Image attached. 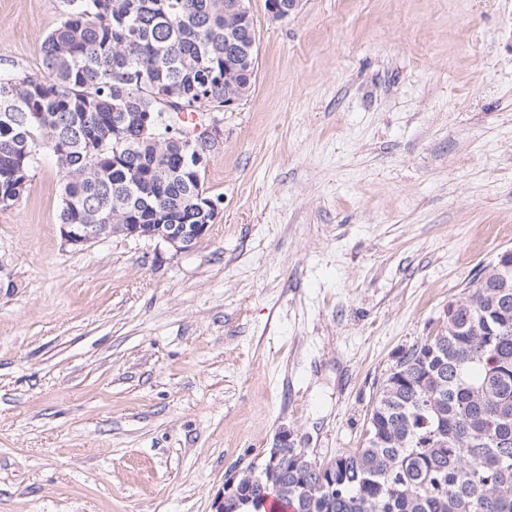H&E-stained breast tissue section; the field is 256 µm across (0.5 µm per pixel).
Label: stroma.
I'll use <instances>...</instances> for the list:
<instances>
[{
  "label": "stroma",
  "mask_w": 512,
  "mask_h": 512,
  "mask_svg": "<svg viewBox=\"0 0 512 512\" xmlns=\"http://www.w3.org/2000/svg\"><path fill=\"white\" fill-rule=\"evenodd\" d=\"M207 113L190 251L61 236L52 156L0 210V512H213L281 428L363 447L379 380L512 247V0H299ZM65 0H0L42 73Z\"/></svg>",
  "instance_id": "obj_1"
}]
</instances>
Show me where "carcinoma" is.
Returning <instances> with one entry per match:
<instances>
[{"label":"carcinoma","instance_id":"carcinoma-1","mask_svg":"<svg viewBox=\"0 0 512 512\" xmlns=\"http://www.w3.org/2000/svg\"><path fill=\"white\" fill-rule=\"evenodd\" d=\"M41 45L44 74L0 73V209L17 205L41 157L64 174L62 224H210L183 112L249 97L253 17L235 0H66ZM471 302L402 353L382 378L366 444L323 465L301 448L241 472L228 512L272 497L291 512H512V280L494 269Z\"/></svg>","mask_w":512,"mask_h":512}]
</instances>
